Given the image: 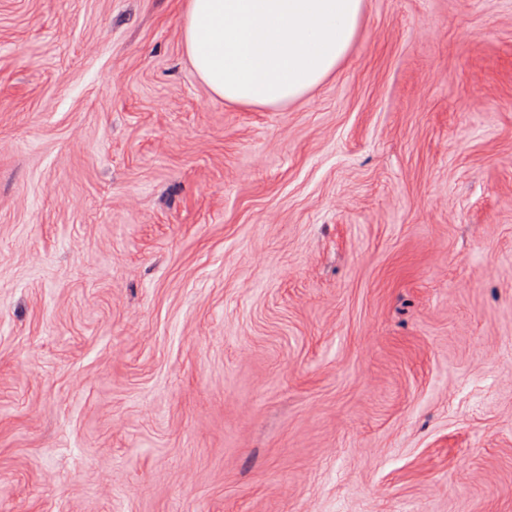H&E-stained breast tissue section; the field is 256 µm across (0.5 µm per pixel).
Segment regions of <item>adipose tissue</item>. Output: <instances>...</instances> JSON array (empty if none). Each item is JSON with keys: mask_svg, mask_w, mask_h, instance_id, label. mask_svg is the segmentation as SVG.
I'll list each match as a JSON object with an SVG mask.
<instances>
[{"mask_svg": "<svg viewBox=\"0 0 512 512\" xmlns=\"http://www.w3.org/2000/svg\"><path fill=\"white\" fill-rule=\"evenodd\" d=\"M364 0H186L180 28L197 77L225 102L278 109L348 56Z\"/></svg>", "mask_w": 512, "mask_h": 512, "instance_id": "ef3b65f1", "label": "adipose tissue"}]
</instances>
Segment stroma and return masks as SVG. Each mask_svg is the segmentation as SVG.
Returning <instances> with one entry per match:
<instances>
[{"mask_svg":"<svg viewBox=\"0 0 512 512\" xmlns=\"http://www.w3.org/2000/svg\"><path fill=\"white\" fill-rule=\"evenodd\" d=\"M184 6L0 0V512H512V0L271 110Z\"/></svg>","mask_w":512,"mask_h":512,"instance_id":"stroma-1","label":"stroma"}]
</instances>
